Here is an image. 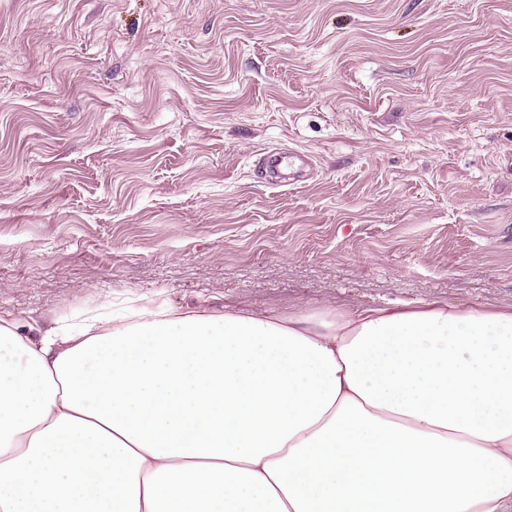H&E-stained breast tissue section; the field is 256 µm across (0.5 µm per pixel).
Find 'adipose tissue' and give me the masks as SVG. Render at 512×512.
Masks as SVG:
<instances>
[{
	"instance_id": "obj_1",
	"label": "adipose tissue",
	"mask_w": 512,
	"mask_h": 512,
	"mask_svg": "<svg viewBox=\"0 0 512 512\" xmlns=\"http://www.w3.org/2000/svg\"><path fill=\"white\" fill-rule=\"evenodd\" d=\"M0 512H512V308L2 315Z\"/></svg>"
}]
</instances>
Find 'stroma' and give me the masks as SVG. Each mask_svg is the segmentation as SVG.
<instances>
[{
    "instance_id": "35a3bbf8",
    "label": "stroma",
    "mask_w": 512,
    "mask_h": 512,
    "mask_svg": "<svg viewBox=\"0 0 512 512\" xmlns=\"http://www.w3.org/2000/svg\"><path fill=\"white\" fill-rule=\"evenodd\" d=\"M432 300L512 304V0H0L1 314Z\"/></svg>"
}]
</instances>
